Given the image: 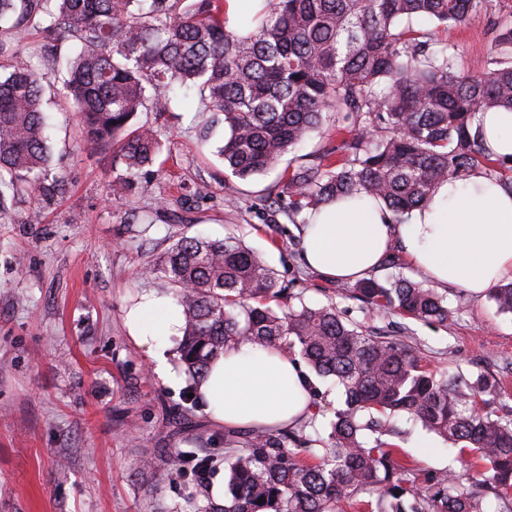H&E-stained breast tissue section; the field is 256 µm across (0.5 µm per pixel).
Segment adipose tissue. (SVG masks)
Instances as JSON below:
<instances>
[{"label":"adipose tissue","instance_id":"obj_1","mask_svg":"<svg viewBox=\"0 0 512 512\" xmlns=\"http://www.w3.org/2000/svg\"><path fill=\"white\" fill-rule=\"evenodd\" d=\"M493 155H512V112L476 120ZM307 265L327 278L354 282L400 250L433 283L481 296L512 280V190L476 170L439 184L426 204L395 220L383 202L355 195L307 214ZM133 342L169 378L164 350L182 327L174 298L150 290L125 315ZM313 379L291 357L248 342L227 346L197 386L209 418L227 429H286L312 415Z\"/></svg>","mask_w":512,"mask_h":512}]
</instances>
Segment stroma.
Here are the masks:
<instances>
[{
  "mask_svg": "<svg viewBox=\"0 0 512 512\" xmlns=\"http://www.w3.org/2000/svg\"><path fill=\"white\" fill-rule=\"evenodd\" d=\"M435 37L464 72L493 49L483 12ZM18 51L48 68L72 56L74 45L34 30ZM170 98L168 112L138 115L156 129L161 150L119 201L107 191L124 166L111 149L86 147L77 112L61 103L52 113L49 163L58 190L50 198L20 195L10 218L0 220V512H194L217 483L212 475L194 485L172 462L221 431L189 399L176 348L166 351L179 378L172 385L123 324L140 293L170 292L146 270L181 234L239 239L280 282L297 281L306 305L332 303L346 320L378 325L339 282L303 265V215L267 202L278 172L232 176L217 155L228 134L223 114L199 112L182 90ZM439 293L455 311L448 326L399 318L392 335L416 342L433 370L453 361L464 374L500 377L512 407V316L497 313L486 296L448 287ZM315 383L319 413L304 430L324 437L345 396L334 378ZM396 425L404 453L423 472L457 466V449L421 423L402 417ZM144 456L154 459L153 471L139 470Z\"/></svg>",
  "mask_w": 512,
  "mask_h": 512,
  "instance_id": "1",
  "label": "stroma"
}]
</instances>
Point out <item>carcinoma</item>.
Returning a JSON list of instances; mask_svg holds the SVG:
<instances>
[{
    "mask_svg": "<svg viewBox=\"0 0 512 512\" xmlns=\"http://www.w3.org/2000/svg\"><path fill=\"white\" fill-rule=\"evenodd\" d=\"M503 0H265L249 12L247 34L224 25L223 0H0V218L8 202L50 190L49 125L43 109L47 73L16 48L30 27L74 42L64 94L85 140L110 147L132 173L160 150L140 112H166L169 92L197 90L208 112L224 114L228 136L217 154L239 179L263 175L336 112L348 137L318 161L296 167L271 198L300 213L363 194L396 216L432 189L478 167L501 171L512 189V159L494 158L474 120L512 112V5ZM484 11L493 21L494 55L472 69L434 48V29L463 25ZM49 24H44V17ZM149 273L174 289L182 309L179 357L197 381L224 346L247 341L298 352L345 394L326 438L294 430L226 429L230 454L224 503L206 498L198 512H512V411L493 376L437 374L415 347L378 328L343 320L336 307L301 305L241 241L182 236ZM350 295L381 321L392 317L442 327L454 317L446 297L418 281L385 286L368 278ZM512 314V282L490 292ZM281 301L276 311L271 301ZM406 415L459 449L465 473L420 478L403 457L393 418ZM375 434L374 444L363 431ZM200 484L214 467L204 448L174 457Z\"/></svg>",
    "mask_w": 512,
    "mask_h": 512,
    "instance_id": "1",
    "label": "carcinoma"
}]
</instances>
